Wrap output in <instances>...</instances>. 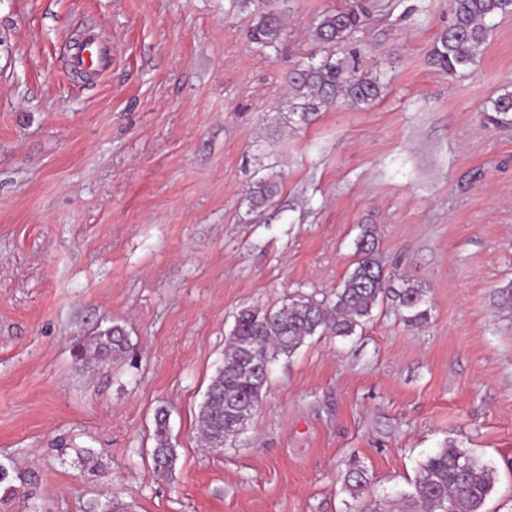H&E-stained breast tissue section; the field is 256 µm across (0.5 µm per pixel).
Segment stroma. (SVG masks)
<instances>
[{
  "mask_svg": "<svg viewBox=\"0 0 512 512\" xmlns=\"http://www.w3.org/2000/svg\"><path fill=\"white\" fill-rule=\"evenodd\" d=\"M343 3L0 0V463L30 478L0 512H399L449 443L495 467L484 512H512V125L484 114L512 86V15L451 77L429 57L448 0H366L381 97L299 122L285 77L324 57L312 30ZM270 11L286 31L261 53L247 31ZM87 30L97 74L71 64ZM365 224L387 277L427 288V323L388 303L308 338L244 431L201 448L236 313L331 299ZM114 325L125 352L76 357ZM166 422L167 414L161 410L157 414L153 458L157 471L167 474L174 466L176 454L169 440Z\"/></svg>",
  "mask_w": 512,
  "mask_h": 512,
  "instance_id": "stroma-1",
  "label": "stroma"
}]
</instances>
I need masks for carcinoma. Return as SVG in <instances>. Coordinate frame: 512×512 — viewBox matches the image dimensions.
Here are the masks:
<instances>
[{
    "label": "carcinoma",
    "mask_w": 512,
    "mask_h": 512,
    "mask_svg": "<svg viewBox=\"0 0 512 512\" xmlns=\"http://www.w3.org/2000/svg\"><path fill=\"white\" fill-rule=\"evenodd\" d=\"M451 15L430 50L434 64L453 77L473 65L487 43L488 20L512 14V0H448ZM367 10L359 0L327 12L312 32L319 45H348L366 23ZM250 40L262 50L276 48L283 38L279 20L260 17L248 30ZM288 87L299 100L300 120L310 122L321 109L337 100L366 103L380 97V78L361 67L355 49L340 58L329 55L318 63L288 73ZM488 120L495 125L512 124V90L490 101ZM379 240L371 224L362 227L356 242L354 268L336 289L334 299L293 298L273 311L246 307L239 311L224 347L223 366L216 370L199 412V437L210 449L224 447L226 425L252 417L253 402L262 399L270 366L279 357L292 356L317 332L350 336L371 317L372 310L392 301L410 325L427 323V289L403 279L392 288L378 257ZM128 346L122 327L98 332L79 346L82 359L106 361ZM167 414H157L153 458L157 471L172 470L176 454L167 430ZM494 486V468L469 452L447 445L419 464L412 491L404 494L405 512H483Z\"/></svg>",
    "instance_id": "1"
}]
</instances>
